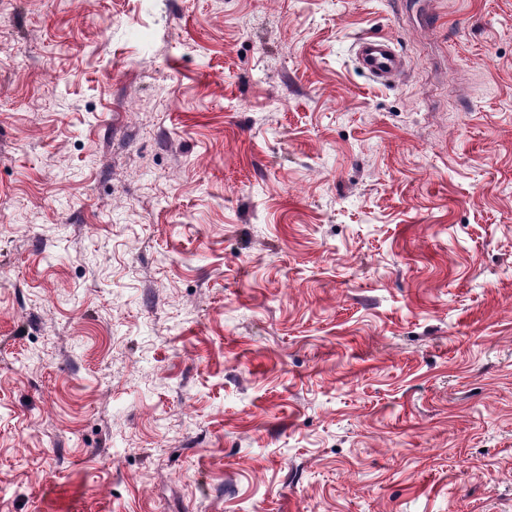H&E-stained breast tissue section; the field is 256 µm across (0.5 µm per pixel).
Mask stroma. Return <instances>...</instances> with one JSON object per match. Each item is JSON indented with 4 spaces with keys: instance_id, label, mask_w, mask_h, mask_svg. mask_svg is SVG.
Returning a JSON list of instances; mask_svg holds the SVG:
<instances>
[{
    "instance_id": "stroma-1",
    "label": "stroma",
    "mask_w": 512,
    "mask_h": 512,
    "mask_svg": "<svg viewBox=\"0 0 512 512\" xmlns=\"http://www.w3.org/2000/svg\"><path fill=\"white\" fill-rule=\"evenodd\" d=\"M0 512H512V0H0ZM353 52L360 69L374 82L390 84L403 77L407 71L406 58L390 38L362 37L354 44Z\"/></svg>"
}]
</instances>
